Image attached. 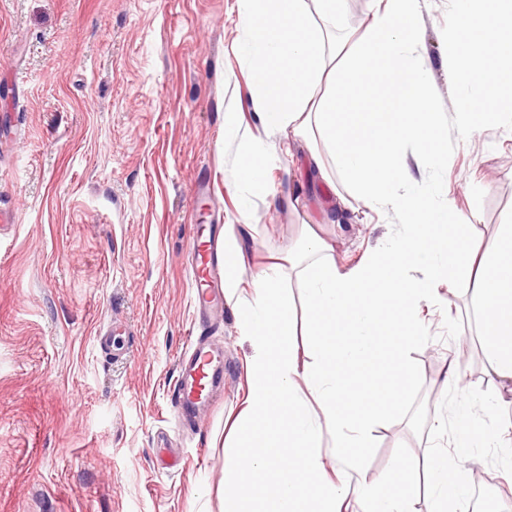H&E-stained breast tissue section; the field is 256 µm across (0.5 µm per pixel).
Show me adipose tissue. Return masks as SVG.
<instances>
[{
	"mask_svg": "<svg viewBox=\"0 0 512 512\" xmlns=\"http://www.w3.org/2000/svg\"><path fill=\"white\" fill-rule=\"evenodd\" d=\"M237 3L259 122L241 151L243 189L263 191L283 141L301 138L311 144L316 176L328 177L324 146L350 192L368 209L397 213L401 229L391 246L349 268L315 235L290 256L306 290L307 362L293 348L294 310L280 266L250 269L244 227L226 230L224 294L249 354L246 402L224 442V512H346L353 498L365 500L367 512H411L418 485L405 469L377 482H333L323 475L322 441L331 437L338 455L362 467L357 449L405 397L413 376L405 351L427 343L420 312L440 284L470 283L488 359L512 381V225L492 244L471 247L463 214L420 187L418 170L446 163V130L418 52L420 0H382L341 57L329 30L341 0ZM448 28L460 131L473 132L474 114L511 119L512 0H452ZM324 81L328 95L314 99ZM377 83L386 87L382 110L354 111ZM365 363L366 385L357 375ZM471 414L462 411L454 448L434 472L432 512H462L457 472L473 458Z\"/></svg>",
	"mask_w": 512,
	"mask_h": 512,
	"instance_id": "1",
	"label": "adipose tissue"
}]
</instances>
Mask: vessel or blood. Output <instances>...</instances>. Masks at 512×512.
Returning a JSON list of instances; mask_svg holds the SVG:
<instances>
[{"label":"vessel or blood","instance_id":"vessel-or-blood-1","mask_svg":"<svg viewBox=\"0 0 512 512\" xmlns=\"http://www.w3.org/2000/svg\"><path fill=\"white\" fill-rule=\"evenodd\" d=\"M190 266L194 288V306L199 318H207L222 304L220 284L215 276L219 266L218 241L205 225H197L190 241ZM224 385V353L202 337H194L188 354L178 364L172 389L174 405L186 418H193L210 404L215 392Z\"/></svg>","mask_w":512,"mask_h":512}]
</instances>
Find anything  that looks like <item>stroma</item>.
<instances>
[{"instance_id":"stroma-1","label":"stroma","mask_w":512,"mask_h":512,"mask_svg":"<svg viewBox=\"0 0 512 512\" xmlns=\"http://www.w3.org/2000/svg\"><path fill=\"white\" fill-rule=\"evenodd\" d=\"M448 10L421 0L418 51L449 127L448 163L424 179L485 244L512 224V125L453 130ZM243 37L237 0H0V207L14 214L0 230V512H224V421L242 406L248 352L232 310L204 330L224 347L222 398L185 424L171 392L195 321L198 183L214 223L250 225L257 261L293 252L308 224L341 263L396 237L395 212L312 181L300 139L263 193L242 191L239 145L255 126ZM340 196L344 220L328 223ZM421 317L402 412L375 425L362 471L324 440L325 469L377 481L407 462L424 480L413 510L430 512L435 449L452 448L458 409L478 400L466 508L512 512L497 486L512 485V434L483 438L491 417H512V391L487 362L471 290L440 289ZM455 357L462 383L443 386Z\"/></svg>"}]
</instances>
